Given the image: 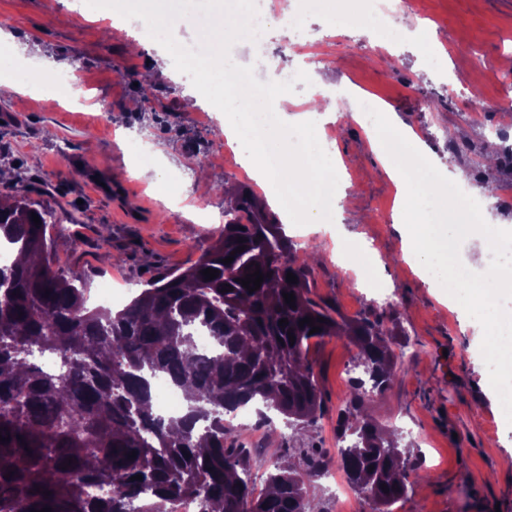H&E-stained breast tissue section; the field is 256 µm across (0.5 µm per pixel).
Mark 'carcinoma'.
Wrapping results in <instances>:
<instances>
[{"mask_svg":"<svg viewBox=\"0 0 512 512\" xmlns=\"http://www.w3.org/2000/svg\"><path fill=\"white\" fill-rule=\"evenodd\" d=\"M49 223L22 197L0 202V249L34 257L0 261V436L10 437L0 442V512H169L185 497L201 512H319L309 486L330 461L308 450L302 471L276 462L258 494L250 456L228 442L224 414L260 403L290 426L316 422L323 395L309 351L326 336L347 338L356 367L384 389L397 355L383 320L347 318L315 300L309 254L266 217L227 220L190 267L161 274L115 313L90 309L81 278L54 266ZM207 268L217 277L205 280ZM257 269L271 277L251 293L238 280ZM306 317L324 318L314 322L321 330L299 325ZM202 332L208 350L199 347ZM37 353L62 372L45 373L32 362ZM160 379L179 408V391L191 389L177 419L156 411ZM367 396L354 381L340 419L342 467L373 512H390L408 491L410 462L364 412Z\"/></svg>","mask_w":512,"mask_h":512,"instance_id":"cac0c4a2","label":"carcinoma"}]
</instances>
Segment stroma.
<instances>
[{
  "instance_id": "obj_1",
  "label": "stroma",
  "mask_w": 512,
  "mask_h": 512,
  "mask_svg": "<svg viewBox=\"0 0 512 512\" xmlns=\"http://www.w3.org/2000/svg\"><path fill=\"white\" fill-rule=\"evenodd\" d=\"M296 19L297 34H326L330 9L305 0H279ZM431 24L443 34L444 55L423 53L415 34L418 17L389 24L388 50L397 58L387 70L372 51L369 30L345 33L312 74H329L344 98L340 112L369 102L391 113L393 124L418 134L422 150L446 172L474 169L497 132L512 131V69L501 60L512 47V0H423ZM93 0H0V29L25 57L63 70L78 65L90 83L86 103L66 88L57 101L29 87L0 98V151L13 165L0 194L24 197L52 213L48 229L57 265L74 272L96 307L103 280L119 278L124 292L113 310L126 306L148 281L197 260L210 227L195 211L223 216L225 188L240 189L250 176L240 152L219 157L223 138L213 115L214 98L187 110V94L199 90L196 72L170 53L194 44L190 24L163 33L134 31L138 51L114 40L112 15L97 16ZM159 62L153 97L132 109L144 62ZM464 130L467 145L448 153V131ZM365 125L338 123L332 154L344 178L329 233L306 235L314 256L313 293L349 317L379 316L397 325L395 379L365 400V411L405 449L412 468L408 494L393 512H512V425L497 394L485 382L480 346L465 314L432 294L421 272L403 255L395 187ZM167 143L169 168L194 186L182 208L164 205L157 190V161L137 160L139 135ZM482 215L490 224L512 225V175L484 186ZM371 242L376 275L392 296L378 305L336 261L343 242ZM355 347L346 339L313 341L310 356L320 371L324 411L317 423L296 431L282 417L257 428H231L229 440L250 450L257 490L275 460L304 468V449L340 468L336 427L353 386Z\"/></svg>"
}]
</instances>
